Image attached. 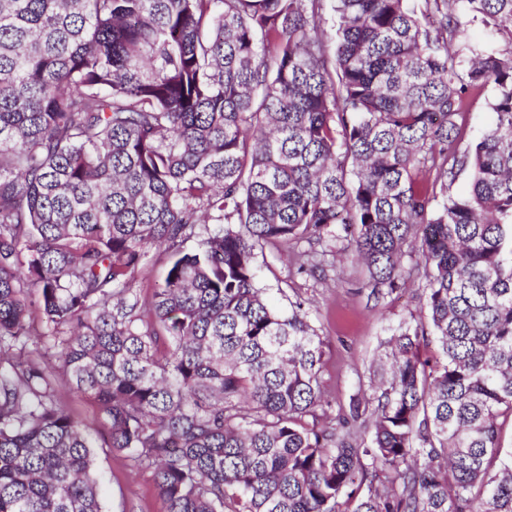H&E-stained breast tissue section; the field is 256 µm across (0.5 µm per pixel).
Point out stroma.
Returning a JSON list of instances; mask_svg holds the SVG:
<instances>
[{"mask_svg":"<svg viewBox=\"0 0 512 512\" xmlns=\"http://www.w3.org/2000/svg\"><path fill=\"white\" fill-rule=\"evenodd\" d=\"M418 261L417 254L406 253L404 288L376 301L370 299L365 286V267L350 259L327 257L323 266L310 274L300 271L302 259L296 250L271 246L256 250L253 263L271 302L287 311L292 302L304 301L324 341L323 382L328 400L345 406L351 399L370 396L372 367L383 342L419 308L422 283L412 274ZM56 388L99 444L94 460L103 486L104 512H166L153 469L132 468L123 454L102 447L97 403L71 391L65 378H58Z\"/></svg>","mask_w":512,"mask_h":512,"instance_id":"1","label":"stroma"}]
</instances>
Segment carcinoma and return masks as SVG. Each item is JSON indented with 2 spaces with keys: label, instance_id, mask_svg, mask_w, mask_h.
Instances as JSON below:
<instances>
[{
  "label": "carcinoma",
  "instance_id": "carcinoma-1",
  "mask_svg": "<svg viewBox=\"0 0 512 512\" xmlns=\"http://www.w3.org/2000/svg\"><path fill=\"white\" fill-rule=\"evenodd\" d=\"M330 241L377 300L410 245L424 281L338 428L253 265ZM55 368L167 512H512V0H0V512H102ZM491 91L488 89L474 98L465 116V142L476 138L493 122L494 114L489 107ZM168 260L167 254L151 250L146 265L138 278V292L143 299L149 298L153 288L163 280L168 267Z\"/></svg>",
  "mask_w": 512,
  "mask_h": 512
}]
</instances>
